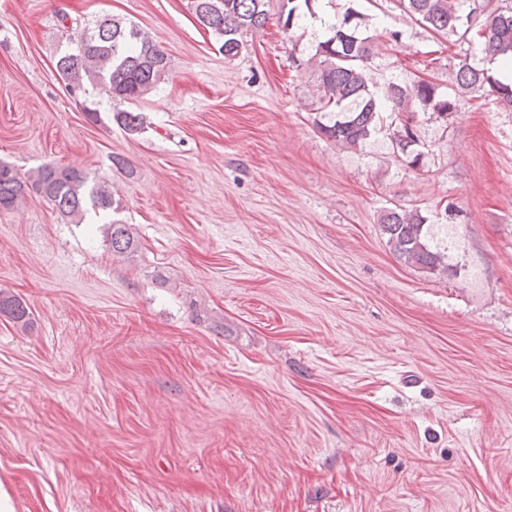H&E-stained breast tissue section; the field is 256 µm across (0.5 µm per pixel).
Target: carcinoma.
Listing matches in <instances>:
<instances>
[{"instance_id": "cac0c4a2", "label": "carcinoma", "mask_w": 512, "mask_h": 512, "mask_svg": "<svg viewBox=\"0 0 512 512\" xmlns=\"http://www.w3.org/2000/svg\"><path fill=\"white\" fill-rule=\"evenodd\" d=\"M294 2L282 0L278 22L286 30L301 18ZM193 7L197 21L223 40L221 49L226 57L237 56L243 35L264 28L271 16V0H193ZM400 7L410 19L438 32L463 40L473 35L479 39L487 63L501 58L512 66V6L495 8L479 25L473 23V15L486 11L479 0H400ZM360 20L361 13L346 11L310 58L318 73L316 92L322 111L321 119L315 120L316 127L337 144L357 148L384 127L383 113L393 112L398 118L389 125L392 142L405 161L416 166L421 154L414 152V146L420 136L412 102L430 106L442 115L453 111L456 104L438 94L432 83H389L381 90L370 88L364 64L371 57L373 38L362 34ZM56 70L71 87L82 90L88 82L130 103L165 77L169 60L137 25L111 18L89 28L78 46L58 59ZM453 81L465 94L486 93L501 105L512 107V84L495 78L488 67L463 60ZM115 119L130 132L143 126L141 114L132 111H119ZM29 189L51 203L63 220L82 218L89 206L116 212L121 205L112 194V186L95 182L82 169L43 163L23 176L15 167L0 162V210L19 206ZM381 224L387 243L404 263L425 272L448 271L445 253L432 249L422 234L425 218L420 213L388 210ZM107 241L115 255L135 252L132 234L118 220L109 223ZM0 314L23 326L31 323L30 308L15 296H0Z\"/></svg>"}]
</instances>
